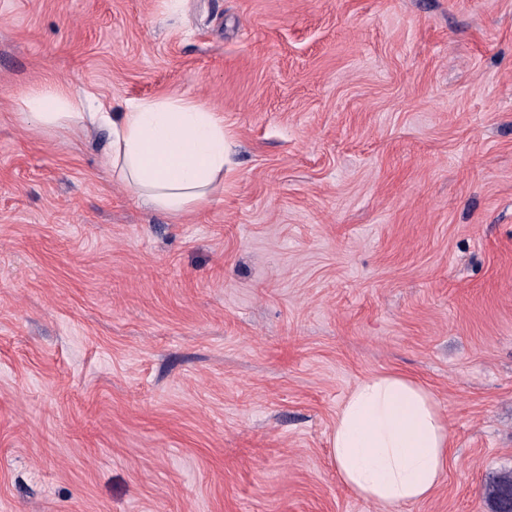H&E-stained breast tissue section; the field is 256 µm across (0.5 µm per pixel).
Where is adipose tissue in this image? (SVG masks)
Returning <instances> with one entry per match:
<instances>
[{
	"mask_svg": "<svg viewBox=\"0 0 512 512\" xmlns=\"http://www.w3.org/2000/svg\"><path fill=\"white\" fill-rule=\"evenodd\" d=\"M39 126L98 127L105 166L134 197L178 217L214 203L224 177V121L187 100H131L120 111L93 93L25 94ZM450 430L433 393L407 375L369 376L352 388L330 437L340 482L360 499L399 512L431 497L446 476Z\"/></svg>",
	"mask_w": 512,
	"mask_h": 512,
	"instance_id": "1",
	"label": "adipose tissue"
}]
</instances>
